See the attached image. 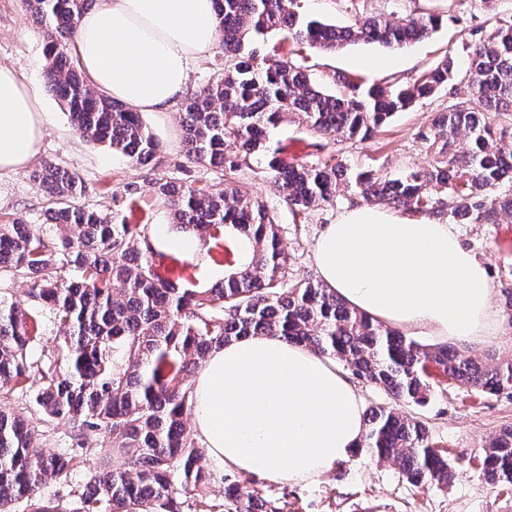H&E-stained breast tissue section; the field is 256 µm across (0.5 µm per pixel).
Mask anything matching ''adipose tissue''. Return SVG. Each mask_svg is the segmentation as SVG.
I'll return each mask as SVG.
<instances>
[{
	"mask_svg": "<svg viewBox=\"0 0 512 512\" xmlns=\"http://www.w3.org/2000/svg\"><path fill=\"white\" fill-rule=\"evenodd\" d=\"M214 0H97L79 20L72 51L91 86L142 113L183 96L191 64L217 37ZM43 138L37 83L0 65V172L27 167ZM155 250L223 277L198 238L157 228ZM321 283L351 308L410 335L478 343L495 335L496 285L453 225L371 204L342 211L314 245ZM195 430L223 465L274 483L318 478L356 450L361 399L335 360L276 336L213 350L193 383Z\"/></svg>",
	"mask_w": 512,
	"mask_h": 512,
	"instance_id": "adipose-tissue-1",
	"label": "adipose tissue"
}]
</instances>
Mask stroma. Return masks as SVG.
<instances>
[{"label":"stroma","instance_id":"1","mask_svg":"<svg viewBox=\"0 0 512 512\" xmlns=\"http://www.w3.org/2000/svg\"><path fill=\"white\" fill-rule=\"evenodd\" d=\"M300 4L301 15L348 25L358 14L406 16L418 0H300ZM429 6L442 18L439 27L425 40L401 51L361 41L328 53L302 45L300 53L311 79L330 91L338 73L354 74L369 83L410 80L445 56L464 59V45L473 39L475 28L482 25L489 11L512 15V0H495L489 8L482 0H471L463 11L452 0H430ZM387 57L393 58L392 67L372 71L363 66L366 60ZM46 64L43 35L22 0H0V65L19 68L38 80ZM448 101L447 91H440L396 114L380 132L365 140L316 135L291 121L270 129L269 135L285 144L289 156L296 159L332 157L353 169L369 167L394 177L404 169L427 165L430 156L417 134L447 108ZM42 103L47 114L35 162H51L76 175L85 186L80 199L83 206L111 213L126 224L144 225L150 234L170 221L168 208L154 192L157 179L199 181L213 190L224 187L220 171L187 159L178 109L144 114L143 120L160 149L154 164L134 166L112 148L83 139L56 96L43 92ZM31 174V169L25 168L0 175V222L12 214L33 224L43 222L46 194ZM243 175L279 226L283 246L292 258V276H315L313 246L317 237L340 211L361 204V197L346 187L332 203L300 214L286 203L263 158L250 159ZM456 230L464 244L484 261L498 288L493 306L499 318L497 336L475 345H458L457 350L488 361L510 360L512 319L504 311L501 290L512 288V217L498 224H460ZM401 410L422 420L433 445L447 450L454 471L448 486H413L398 464L379 460L360 448L314 482L288 485L260 480L257 488L266 499L275 501L280 512H512V489L490 484L480 462L484 448L500 431L512 426L511 396L489 395L452 382L435 390L425 405L405 404Z\"/></svg>","mask_w":512,"mask_h":512}]
</instances>
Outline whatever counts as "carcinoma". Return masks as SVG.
<instances>
[{
  "instance_id": "obj_1",
  "label": "carcinoma",
  "mask_w": 512,
  "mask_h": 512,
  "mask_svg": "<svg viewBox=\"0 0 512 512\" xmlns=\"http://www.w3.org/2000/svg\"><path fill=\"white\" fill-rule=\"evenodd\" d=\"M93 0H25L47 41L43 81L66 106L88 142L105 144L133 165L156 158L159 143L140 113L95 93L75 69L68 46ZM224 70L187 97L180 120L185 153L224 172V190L156 181L172 227L224 249V238L248 243L247 260L214 288H180L154 272L153 244L138 224L77 203L82 182L55 164L33 173L48 190L50 236L18 216L0 224V281L26 279V298L0 299V389L28 400L0 410V512H279L252 482L199 465L203 448L186 431L192 399L185 375L225 343L252 335L279 336L343 362L352 374L392 400L366 413L359 447L398 463L415 486H446L452 477L443 451L432 446L425 424L394 404L424 405L451 379L489 395L512 396V361L483 363L448 345H422L373 317L351 309L312 278L288 276L290 256L278 225L242 178L250 157L267 159L285 201L300 211L331 203L339 185L355 186L367 200L410 207L424 215L448 214L469 224H498L512 216V194H496L512 181V15L486 19L490 31L464 48L466 69L447 56L411 81L385 86L339 74V91L312 83L297 59L308 43L334 51L351 42L401 49L432 33L441 17L419 14L363 16L342 26L304 19L299 0H215ZM286 32L292 48L276 64L258 62L246 44ZM449 89L453 101L420 133L428 166L387 178L351 172L334 158L291 163L268 129L291 119L340 140L365 138L416 102ZM464 133L466 148H456ZM441 185L447 198L434 190ZM143 243L144 252L133 249ZM50 314L63 338L38 358L41 322ZM40 386L31 390L30 380ZM69 425L70 444L51 452L41 437ZM101 460L83 486L72 476L87 457ZM491 484L512 485V428L485 449ZM53 481L69 497L51 505L34 500ZM224 483V501L207 498Z\"/></svg>"
}]
</instances>
